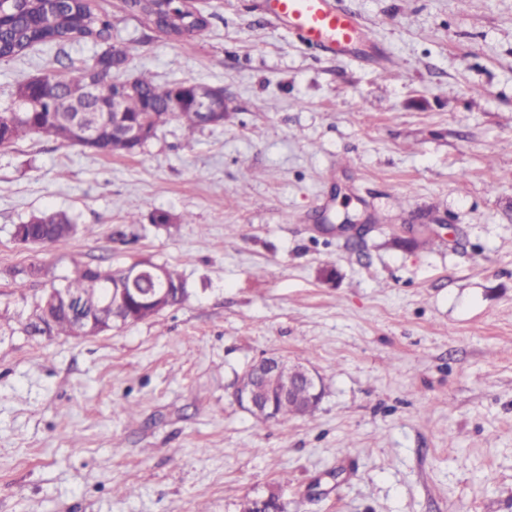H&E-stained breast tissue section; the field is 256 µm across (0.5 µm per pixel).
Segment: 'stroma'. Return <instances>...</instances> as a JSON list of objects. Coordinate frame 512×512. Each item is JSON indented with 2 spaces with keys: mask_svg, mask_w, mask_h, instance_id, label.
<instances>
[{
  "mask_svg": "<svg viewBox=\"0 0 512 512\" xmlns=\"http://www.w3.org/2000/svg\"><path fill=\"white\" fill-rule=\"evenodd\" d=\"M342 3L368 30L351 57L264 0H194L210 24L181 41L94 0L127 75L221 87L227 110L133 155L0 146V512H238L270 491L287 512H512V0ZM52 56L0 60V111ZM55 210L77 234L14 240ZM145 258L185 303L35 331L77 266ZM273 353L321 376L312 415L234 402Z\"/></svg>",
  "mask_w": 512,
  "mask_h": 512,
  "instance_id": "stroma-1",
  "label": "stroma"
}]
</instances>
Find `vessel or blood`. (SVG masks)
I'll use <instances>...</instances> for the list:
<instances>
[{
    "label": "vessel or blood",
    "mask_w": 512,
    "mask_h": 512,
    "mask_svg": "<svg viewBox=\"0 0 512 512\" xmlns=\"http://www.w3.org/2000/svg\"><path fill=\"white\" fill-rule=\"evenodd\" d=\"M266 7L301 42L327 53L350 48L364 34L362 20L343 10L337 0H266Z\"/></svg>",
    "instance_id": "obj_1"
}]
</instances>
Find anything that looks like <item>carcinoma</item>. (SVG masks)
Here are the masks:
<instances>
[{
    "instance_id": "cac0c4a2",
    "label": "carcinoma",
    "mask_w": 512,
    "mask_h": 512,
    "mask_svg": "<svg viewBox=\"0 0 512 512\" xmlns=\"http://www.w3.org/2000/svg\"><path fill=\"white\" fill-rule=\"evenodd\" d=\"M111 36L112 19L97 11L89 0H72L70 3L64 0L49 8L36 0H0L1 60L20 57L35 44L55 49V67L43 76L42 81L34 85L20 84L27 91L28 101L0 112V128L8 134V142L13 143L31 133L61 139V120L70 115L69 97L73 89L85 93L84 107L88 110H102L112 104L113 98L122 97V120L130 125L145 123L153 131L171 120H178L191 130L204 126L202 114L194 107L196 90L200 86L196 81L158 85L146 75L130 81L115 79L112 68L98 64V60L118 52L113 46L78 65L72 60L63 62L68 57L67 44L82 40L103 44ZM69 143L101 155H112L118 148L117 142L112 140L110 127L104 128L92 145L80 137L70 139ZM23 228L30 242L39 244L64 242L77 232V224L66 211L33 215L23 222ZM119 279V270L82 265L76 268L64 288L76 307L83 309L93 304L97 315L107 318L111 308L98 307V300ZM134 287L137 288L134 296L140 299L153 294L162 283L148 276ZM88 327L84 314L64 311L56 316L49 331L80 338ZM255 382L248 371L237 378L239 385ZM257 383L263 394H275L273 421L282 423L301 413L313 412L306 403L309 398L306 388L299 387L291 396L280 398L276 396L277 380L265 378Z\"/></svg>"
}]
</instances>
